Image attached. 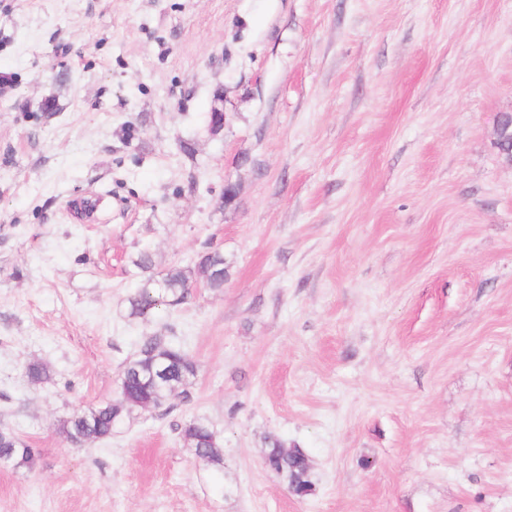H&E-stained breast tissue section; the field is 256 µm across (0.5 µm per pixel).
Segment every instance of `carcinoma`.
Instances as JSON below:
<instances>
[{
    "mask_svg": "<svg viewBox=\"0 0 512 512\" xmlns=\"http://www.w3.org/2000/svg\"><path fill=\"white\" fill-rule=\"evenodd\" d=\"M134 265L147 277L129 299L130 316L145 318L162 306L178 307L186 302L192 268L172 265L160 275H151L152 260L146 252L140 254ZM198 269L206 276L209 288L224 287L228 270L223 252L213 250L202 255ZM196 374V362L181 346L164 336H152L121 370L118 398L75 411L60 421L59 430L74 445L106 439L132 410L156 409L167 399L184 394ZM180 436L196 457L219 470L224 469L223 450L207 422L194 419L185 423L180 428ZM38 454V449L30 447L13 430L0 427V462L3 465L31 472L36 467ZM264 463L269 472L288 481L292 495L307 499L314 494L309 461L301 449L286 448L273 439L265 449Z\"/></svg>",
    "mask_w": 512,
    "mask_h": 512,
    "instance_id": "1",
    "label": "carcinoma"
}]
</instances>
